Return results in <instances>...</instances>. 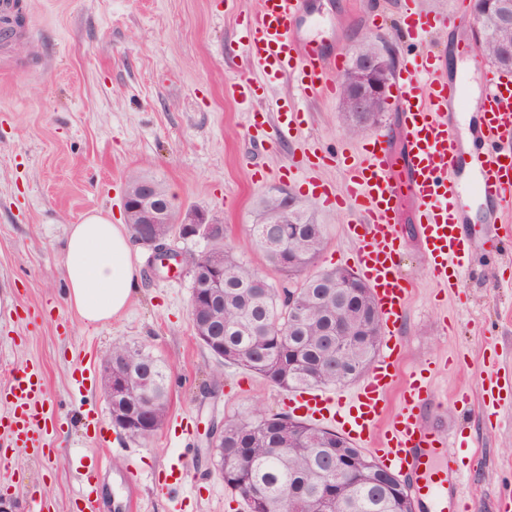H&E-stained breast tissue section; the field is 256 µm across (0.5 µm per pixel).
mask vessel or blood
<instances>
[{
    "mask_svg": "<svg viewBox=\"0 0 512 512\" xmlns=\"http://www.w3.org/2000/svg\"><path fill=\"white\" fill-rule=\"evenodd\" d=\"M305 7L306 0H258L256 9L239 21L238 47L260 67L263 77L258 83L242 76L233 84L239 104L251 118L250 128L261 127L260 84L289 79L302 100L336 93L332 76L341 70L344 53H327L313 44L298 47L294 24ZM468 9L467 0H455L449 10L431 16L409 8L401 31L416 49L426 36L459 27ZM485 74L477 105L483 131L474 186L463 185L459 176L463 144L456 129L466 105L458 98L456 85L442 76L438 57L430 50L416 49L410 65L393 78L403 140L399 153L375 139L355 153L347 148L320 155L303 152L288 170L289 177L303 176L325 207L344 208L351 215L344 234L354 244L352 264L373 295L386 335L379 356L352 391L302 390L288 396V410L310 421L334 423L356 446L374 448L382 465L411 480L413 495L429 512H471L468 467L478 464L480 457L470 453L464 465L448 452L445 441L422 421L421 410L430 397L426 368L401 370L396 332L405 319L410 290L398 262L396 214L403 199L414 203L420 251L432 278L450 289L472 271L473 236L465 223L468 197L481 202L487 223L497 227L487 239L491 254L512 252V226L501 221L503 212L512 208V74L491 68ZM331 161L343 167L342 187L316 178L317 170ZM396 387L401 390L400 402L388 421L384 414ZM0 401L9 408L7 420H0V447L41 445L40 371L30 367L18 371L7 391H0Z\"/></svg>",
    "mask_w": 512,
    "mask_h": 512,
    "instance_id": "1",
    "label": "vessel or blood"
}]
</instances>
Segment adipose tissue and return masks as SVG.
<instances>
[{"mask_svg":"<svg viewBox=\"0 0 512 512\" xmlns=\"http://www.w3.org/2000/svg\"><path fill=\"white\" fill-rule=\"evenodd\" d=\"M67 302L88 324L120 315L140 290V269L125 225L89 213L66 227Z\"/></svg>","mask_w":512,"mask_h":512,"instance_id":"adipose-tissue-1","label":"adipose tissue"}]
</instances>
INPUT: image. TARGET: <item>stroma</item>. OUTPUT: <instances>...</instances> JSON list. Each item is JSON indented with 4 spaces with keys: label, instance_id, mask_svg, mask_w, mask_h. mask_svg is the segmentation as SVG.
Wrapping results in <instances>:
<instances>
[{
    "label": "stroma",
    "instance_id": "1",
    "mask_svg": "<svg viewBox=\"0 0 512 512\" xmlns=\"http://www.w3.org/2000/svg\"><path fill=\"white\" fill-rule=\"evenodd\" d=\"M257 0H19L16 41L0 42V384L36 366L45 386L47 452L12 448L0 470V501L28 512H72L86 477L100 473L96 512H230L231 494L211 471L205 434L212 415L254 406L284 409V390L236 368H219L189 318L192 279L152 269L136 246L141 289L111 322L88 324L69 308L62 267L65 228L89 212L124 221L129 174L160 182L177 208L197 209L228 225L232 251L270 282L246 234L262 196L273 189L306 201L328 237L316 268L337 266L350 251L346 214L324 208L281 172L308 148L348 143L340 97L297 102L288 81L269 88L272 107L261 144L246 134L248 115L230 93L240 75L261 79L237 47V18ZM403 0H309L296 41H319L352 53L364 40H386L401 55L397 25ZM469 25L430 38L446 75H464L467 117L477 118L482 69L457 49ZM298 104L300 124L280 138L277 104ZM268 176L258 181L251 165ZM400 264L411 295L400 334L403 368L437 362L422 418L440 436L455 435L482 455L471 469L474 512H492L512 492V403L491 414L481 382L512 374V257L473 254V275L447 289L430 276L416 241L415 209L401 221ZM142 344L169 367L170 417L146 440L115 428L94 377L114 341ZM221 381L224 393L207 389ZM467 403H460V393ZM184 471L180 490L170 469Z\"/></svg>",
    "mask_w": 512,
    "mask_h": 512
}]
</instances>
